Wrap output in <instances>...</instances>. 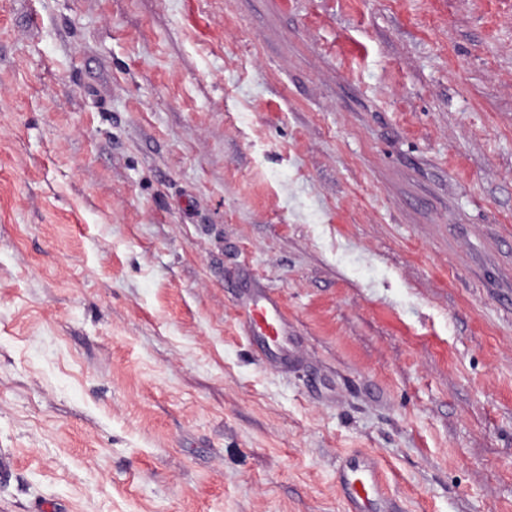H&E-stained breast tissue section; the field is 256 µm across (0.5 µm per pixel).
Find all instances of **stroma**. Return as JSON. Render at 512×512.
<instances>
[{
    "mask_svg": "<svg viewBox=\"0 0 512 512\" xmlns=\"http://www.w3.org/2000/svg\"><path fill=\"white\" fill-rule=\"evenodd\" d=\"M362 456L512 512V0H0V512H350ZM243 325L249 336H263L280 352V361H288V320L281 311L279 301L263 293L251 299L241 309Z\"/></svg>",
    "mask_w": 512,
    "mask_h": 512,
    "instance_id": "35a3bbf8",
    "label": "stroma"
}]
</instances>
